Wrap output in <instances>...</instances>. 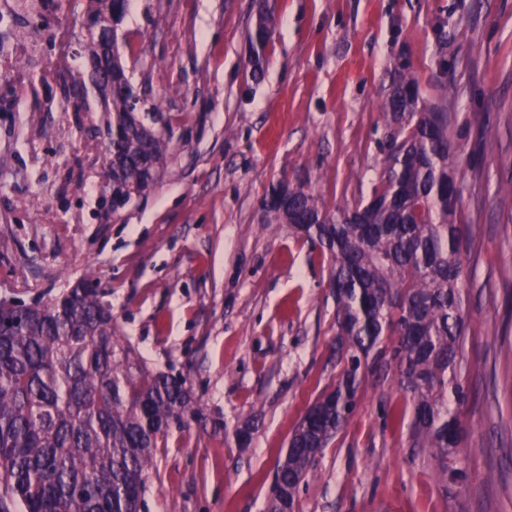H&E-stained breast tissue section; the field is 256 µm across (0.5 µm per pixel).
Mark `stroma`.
Instances as JSON below:
<instances>
[{"label":"stroma","mask_w":512,"mask_h":512,"mask_svg":"<svg viewBox=\"0 0 512 512\" xmlns=\"http://www.w3.org/2000/svg\"><path fill=\"white\" fill-rule=\"evenodd\" d=\"M121 31L135 88L170 120L168 166L105 219L88 135L62 146L59 113L0 112V299L93 276L124 341L185 380L199 412L160 440L141 512H264L341 367L328 256L262 203L284 178L330 212L368 196L404 73L421 106L445 108L459 153L462 473L441 476L396 378H373L295 512H512V0H130Z\"/></svg>","instance_id":"1"}]
</instances>
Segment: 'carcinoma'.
Listing matches in <instances>:
<instances>
[{
	"mask_svg": "<svg viewBox=\"0 0 512 512\" xmlns=\"http://www.w3.org/2000/svg\"><path fill=\"white\" fill-rule=\"evenodd\" d=\"M101 42V49L87 43L88 75L63 78L66 104L78 128L103 138L102 182L143 197L167 164L170 123L159 112L128 111L122 95L112 97V119L94 123L81 88L126 76L105 30ZM418 101L410 75L385 103L396 127L365 221H346L348 205L324 210L285 180L264 199L268 215L333 258L343 364L292 433L274 474L278 486L295 490L305 481L353 413L367 374L392 369L412 402L415 445L434 449L441 474L459 472L464 428L448 411V395L466 398L458 377L466 324L461 186L448 180L457 170L448 113L421 112ZM195 412L186 382L149 370L121 341L103 293L85 282L43 303L0 305V512H140L158 440Z\"/></svg>",
	"mask_w": 512,
	"mask_h": 512,
	"instance_id": "cac0c4a2",
	"label": "carcinoma"
}]
</instances>
